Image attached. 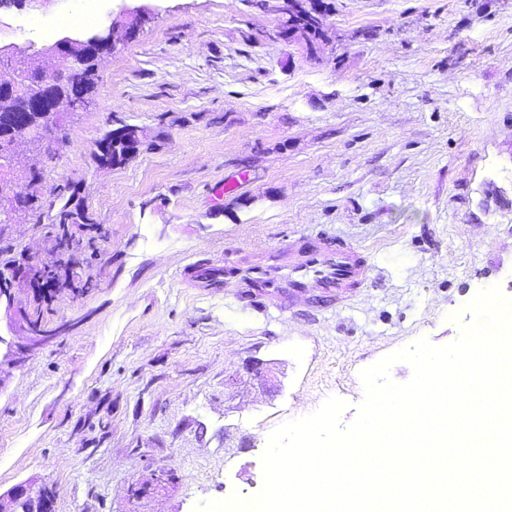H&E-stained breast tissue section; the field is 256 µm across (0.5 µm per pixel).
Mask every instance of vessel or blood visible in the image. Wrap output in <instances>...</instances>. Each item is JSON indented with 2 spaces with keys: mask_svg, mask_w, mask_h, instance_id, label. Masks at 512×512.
<instances>
[{
  "mask_svg": "<svg viewBox=\"0 0 512 512\" xmlns=\"http://www.w3.org/2000/svg\"><path fill=\"white\" fill-rule=\"evenodd\" d=\"M373 266L361 248L321 235L286 242L261 255H242L232 263L209 262L184 269L193 288L232 289L260 310L319 311L347 304L368 285Z\"/></svg>",
  "mask_w": 512,
  "mask_h": 512,
  "instance_id": "obj_1",
  "label": "vessel or blood"
}]
</instances>
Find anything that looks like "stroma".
<instances>
[{
    "label": "stroma",
    "instance_id": "35a3bbf8",
    "mask_svg": "<svg viewBox=\"0 0 512 512\" xmlns=\"http://www.w3.org/2000/svg\"><path fill=\"white\" fill-rule=\"evenodd\" d=\"M317 53L257 0H96L120 39L45 169L87 214L70 225L90 292L55 293L52 335L0 389V494L26 481L56 512H195L262 486L269 434L363 398L359 373L419 339L444 345L468 303L512 298V0H331ZM85 0L0 13V47L89 30ZM139 127L151 150L95 157ZM237 184L213 201L212 190ZM329 233L373 281L311 317L188 287L182 270ZM57 226H0V261L57 268ZM168 472V482L155 476ZM141 489L133 497V489ZM128 125L110 129L97 143V161L104 165H121L127 159V145L121 140L122 130Z\"/></svg>",
    "mask_w": 512,
    "mask_h": 512
}]
</instances>
